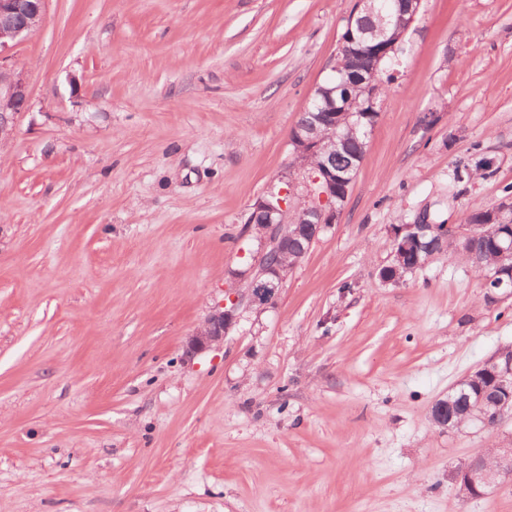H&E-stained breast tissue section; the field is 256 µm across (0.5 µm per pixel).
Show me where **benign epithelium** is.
<instances>
[{
  "label": "benign epithelium",
  "mask_w": 512,
  "mask_h": 512,
  "mask_svg": "<svg viewBox=\"0 0 512 512\" xmlns=\"http://www.w3.org/2000/svg\"><path fill=\"white\" fill-rule=\"evenodd\" d=\"M374 0H357V7L346 23L347 38L341 40L337 54L349 49L361 53V72L374 75L382 66L392 62L398 50L399 40L379 27L365 31L359 22V14H370L373 10L385 11L402 18L406 26L415 21L421 0H397V6ZM46 15V0H0V139L9 135L15 118L28 107V93L23 78L15 70L4 65V54L18 44L31 38L42 26ZM336 88L327 83L315 87L309 105L318 110L315 123L308 129L291 130L292 155L320 153L323 137L318 128L330 133V140L344 136L341 123L334 112L322 111L321 102L332 96ZM379 89L367 82L365 102L360 112L348 113L353 129H358L363 116L377 112ZM286 187L278 192L270 191L257 200L253 207L248 233L258 240V256L246 272L249 279L247 291L233 294L224 310L211 314L194 336L190 337L187 352L198 354L223 342L224 337L237 323L240 311L270 305L279 288L292 270L310 250L320 233L338 221L347 200L351 181L336 172L326 160L317 168V173L298 172V176L285 180ZM489 223L499 225L494 245L497 253L495 274L488 277L487 287L493 289L512 288V199L506 198L492 206ZM484 224H445L438 228L431 224H405L394 228V267L412 271L424 266L436 254L434 244H426L427 234L442 242L452 241L462 246L483 235ZM296 236L304 237L306 246L288 260V243ZM496 379V389L478 386V381L487 374ZM456 388L475 395L477 404L488 403L495 407L494 424L481 413L474 421L487 429L498 427L504 421H512V352L502 351L489 358L474 371L466 375ZM496 464L488 465L481 453L464 463L456 472L460 490L471 498L483 496L487 489L504 476L512 475V448L495 449Z\"/></svg>",
  "instance_id": "obj_1"
}]
</instances>
